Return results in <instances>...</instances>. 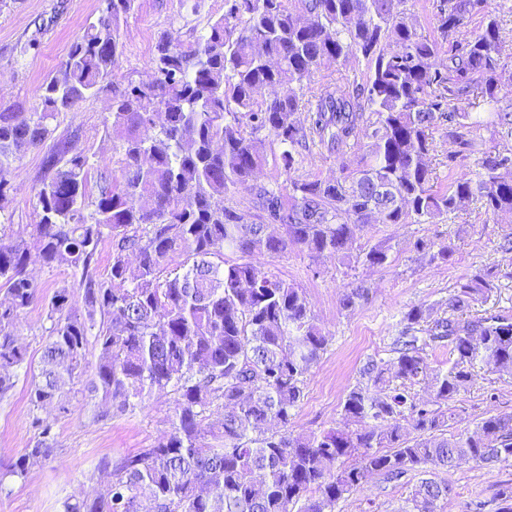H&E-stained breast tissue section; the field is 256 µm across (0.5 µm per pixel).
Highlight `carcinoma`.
Listing matches in <instances>:
<instances>
[{"mask_svg":"<svg viewBox=\"0 0 512 512\" xmlns=\"http://www.w3.org/2000/svg\"><path fill=\"white\" fill-rule=\"evenodd\" d=\"M98 2L35 105H0V216L12 163L52 142L34 195L38 223L23 235L0 224L1 401L30 365L17 334L21 313L40 300L29 266L65 264L74 276L44 305L46 342L28 392L35 444L0 459V495L7 480L53 459L54 425L40 412H70L65 386L85 377L101 420L143 408L153 391L171 393V431L115 463L102 460L108 487L66 499L62 512H328L373 475L399 481L410 472L423 478L402 512H438L448 484L433 471L462 460L511 465L512 415L450 435L447 405L480 369L512 375V316H469L499 279H512V260L460 279L446 318L430 322L424 306L412 307L390 361H367L346 394L344 426L309 434L290 424L328 335L300 289L248 260L294 248L344 260L357 249L364 265L381 267L389 241L358 245L372 223L427 224L474 200L487 214L512 212V145L488 150L477 135H512V103L500 96L512 85V52L488 0H432L431 32L408 0H224V13L191 38L172 26L157 34V79L112 91L104 122L118 142L112 168L91 163L53 125L111 91L121 25L136 0ZM475 15L482 24L471 36ZM351 56L366 61L365 80L345 78L302 103L316 69ZM463 99L487 117L459 111ZM439 124L455 147L443 189L430 162ZM262 133L281 147L287 179L275 190L257 182L267 163ZM315 148L355 150L357 162L340 164L332 180L296 177ZM471 157L476 169L453 176ZM241 189L250 192L247 214L226 205ZM270 224L282 232L269 233ZM227 249L245 259L227 261ZM417 251L431 264L454 255L450 244L420 242ZM445 342L451 365L430 369L425 349ZM421 385L432 393L424 403ZM494 499L497 512H512V485Z\"/></svg>","mask_w":512,"mask_h":512,"instance_id":"cac0c4a2","label":"carcinoma"}]
</instances>
